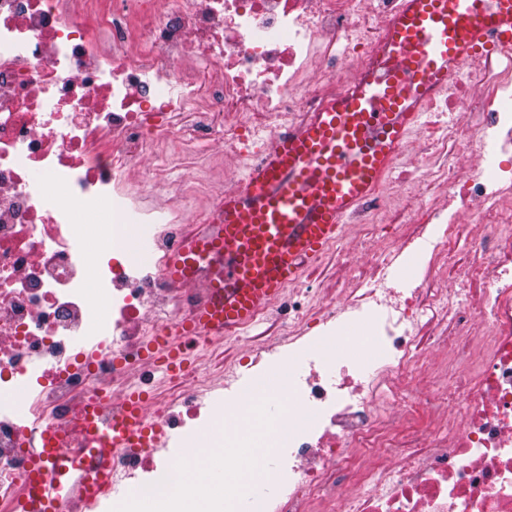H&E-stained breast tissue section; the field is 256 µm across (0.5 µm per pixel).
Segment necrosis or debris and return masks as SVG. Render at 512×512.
I'll use <instances>...</instances> for the list:
<instances>
[{"instance_id": "4bbe7bcc", "label": "necrosis or debris", "mask_w": 512, "mask_h": 512, "mask_svg": "<svg viewBox=\"0 0 512 512\" xmlns=\"http://www.w3.org/2000/svg\"><path fill=\"white\" fill-rule=\"evenodd\" d=\"M398 0H0V512H17L36 432L72 430L101 402L111 418L143 391L146 418L211 449L197 464L123 450L128 485L112 512H512V64L488 55L429 108L403 153L427 170L391 231L377 194L357 210L332 278L283 295L265 341L232 367L223 337L193 338L182 369L144 354L189 318L205 282L175 288L173 245L196 224L158 229L125 191L151 139L181 134L241 154L346 92L371 70ZM100 222L97 255L84 220ZM149 229L150 256L127 251ZM427 262L397 285L416 255ZM365 324L369 365L339 364L336 336ZM287 358V419L242 397L240 371ZM210 403L208 414L200 406ZM262 422L257 461L272 496L238 478ZM224 470L223 485L209 478Z\"/></svg>"}]
</instances>
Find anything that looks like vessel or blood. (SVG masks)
<instances>
[{"mask_svg": "<svg viewBox=\"0 0 512 512\" xmlns=\"http://www.w3.org/2000/svg\"><path fill=\"white\" fill-rule=\"evenodd\" d=\"M385 43L376 72L270 139L239 186L214 205L210 233L172 252L170 277L186 283L203 278L200 263L214 245L216 278L208 283L209 301L190 321L173 325L169 339L248 327L320 261L342 236L346 217L391 171L428 96L447 88L465 62L512 53V0H399ZM99 415L95 403L81 413L96 444L93 466L84 457L60 455L56 430L39 435L20 512H68L76 502L92 510L112 492L111 458L118 449L159 448L166 440L147 424L135 397L109 426L100 427Z\"/></svg>", "mask_w": 512, "mask_h": 512, "instance_id": "vessel-or-blood-1", "label": "vessel or blood"}]
</instances>
